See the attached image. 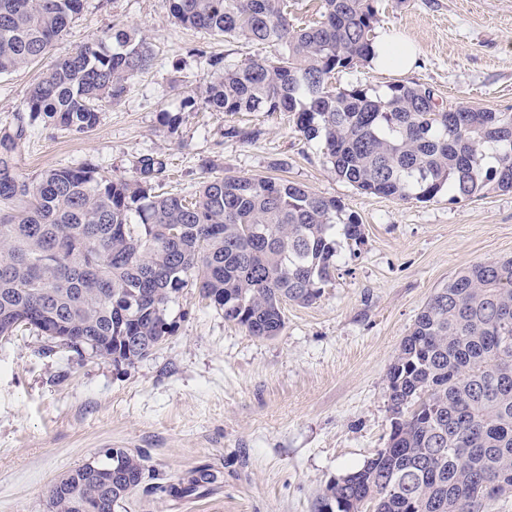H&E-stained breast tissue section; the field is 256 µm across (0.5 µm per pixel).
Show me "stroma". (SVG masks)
<instances>
[{"mask_svg": "<svg viewBox=\"0 0 512 512\" xmlns=\"http://www.w3.org/2000/svg\"><path fill=\"white\" fill-rule=\"evenodd\" d=\"M377 33L414 44L403 72L359 64L333 86L431 88L444 106L512 113V0H377ZM119 26L151 43L152 69L104 107L88 134L37 125L16 150L19 176L91 162L136 178L145 157L169 190L192 195L209 177L285 178L342 201L362 243L336 239V273L320 299L284 306L285 327L260 339L224 320L198 291L171 303L176 332L132 366L66 349L45 354L29 331L0 342V512H51L53 483L107 444L145 457L147 483L207 466L212 490L178 502L144 493L125 512H314L327 484L383 448L392 415L386 374L436 288L475 263L512 257V191L467 201H400L338 180L317 141L285 112H183L179 89L209 75L205 53L238 64L273 46L222 39L176 23L169 0H83L54 47L62 53ZM50 58L0 77V128ZM178 116L177 130L165 115ZM255 131L252 140L230 129Z\"/></svg>", "mask_w": 512, "mask_h": 512, "instance_id": "stroma-1", "label": "stroma"}]
</instances>
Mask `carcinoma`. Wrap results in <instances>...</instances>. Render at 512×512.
<instances>
[{
  "label": "carcinoma",
  "mask_w": 512,
  "mask_h": 512,
  "mask_svg": "<svg viewBox=\"0 0 512 512\" xmlns=\"http://www.w3.org/2000/svg\"><path fill=\"white\" fill-rule=\"evenodd\" d=\"M322 20L296 28L288 0H170L175 21L224 38L279 48L210 75L181 106L219 112H288L319 140L336 178L362 193L458 202L512 190V113L459 105L446 112L417 84L339 89L338 71L370 61L375 0H321ZM82 0H0V76L44 58ZM155 53L134 30L112 27L57 57L27 93L15 126L0 129V336L34 331L43 352L62 346L115 366L146 358L175 322L168 305L187 288L256 338L285 327L283 303L310 305L335 277L336 235L362 243L341 202L284 179L224 176L192 200L156 191L158 159L140 178L90 162L16 173L15 152L37 121L92 132L102 106L120 101ZM68 337L63 341L62 337ZM144 343L129 346V337ZM386 446L327 486L317 512H488L512 497V258L476 263L438 289L417 315L387 374ZM135 485L112 490L74 468L50 490L52 512L105 501L115 512L139 489L183 497L217 482L202 468L185 486L145 483L142 455L120 461Z\"/></svg>",
  "instance_id": "obj_1"
}]
</instances>
